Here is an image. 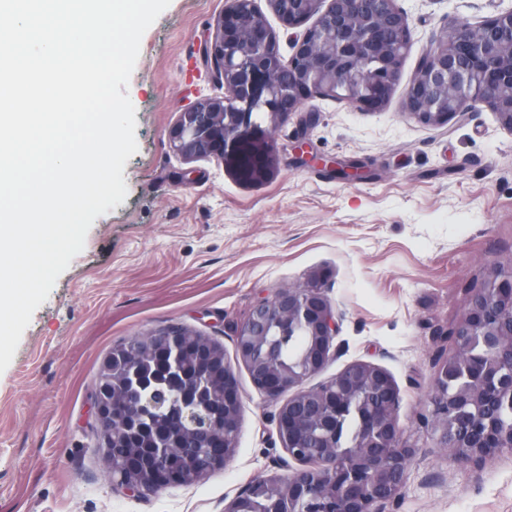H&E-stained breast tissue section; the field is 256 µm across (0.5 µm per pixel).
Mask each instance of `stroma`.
Listing matches in <instances>:
<instances>
[{"mask_svg": "<svg viewBox=\"0 0 512 512\" xmlns=\"http://www.w3.org/2000/svg\"><path fill=\"white\" fill-rule=\"evenodd\" d=\"M225 3L171 0L141 39L127 87L138 144L123 171L128 194L95 219L0 373V512H224L257 475L287 474L277 405L244 366L234 456L199 484L145 497L113 484L94 454L92 393L113 344L171 324L233 356L258 299L318 273L342 329L307 387L356 360L385 368L416 447L405 488L383 512H512V452L460 462L418 424L472 286L512 265V130L484 107L440 125L403 110V87L440 31L512 0H397L413 36L387 107L310 100L273 134L277 171L257 185L213 159L184 162L168 145L182 105L224 93L204 48ZM298 139L366 165L368 178L302 164Z\"/></svg>", "mask_w": 512, "mask_h": 512, "instance_id": "obj_1", "label": "stroma"}]
</instances>
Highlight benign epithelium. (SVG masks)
<instances>
[{
	"mask_svg": "<svg viewBox=\"0 0 512 512\" xmlns=\"http://www.w3.org/2000/svg\"><path fill=\"white\" fill-rule=\"evenodd\" d=\"M290 28H303L293 53L283 59L276 32L255 0H229L210 25L207 55L224 81V96L189 102L169 131L172 151L187 162L215 159L239 180L258 184L276 170L270 134L310 99L330 97L362 111L384 109L398 83L412 41L406 14L396 0H267ZM288 72V86L279 76ZM484 106L512 130V9L477 24L457 23L445 30L408 83L404 110L428 124ZM317 274L304 288H288L261 299L237 329L235 362L214 339L178 324L155 332L173 347L198 346L203 370L224 368V426L208 437L224 446L209 449L199 462L194 448H176L193 473L164 465L145 474L128 473L116 453L129 422L113 408L129 405L117 391L106 398L97 391L93 409L104 442L94 448L112 481L134 496L160 488L188 487L204 481L233 457L240 433V396L235 364L244 365L253 386L278 401L276 430L288 457L301 465L288 475H259L225 507L252 512L249 502L265 500L264 512H379L404 488L416 453L397 422L400 391L381 366L354 361L313 388L304 383L329 362L340 317ZM302 330L308 344L295 364L274 363L267 337ZM488 353L477 361L475 337ZM455 352L437 375L425 404L424 421L452 455L481 461L512 450V424L499 420L497 408L512 407V270L490 269L472 294L464 319L454 332ZM359 418L357 441L348 452L337 447L335 432L350 411Z\"/></svg>",
	"mask_w": 512,
	"mask_h": 512,
	"instance_id": "obj_1",
	"label": "benign epithelium"
}]
</instances>
